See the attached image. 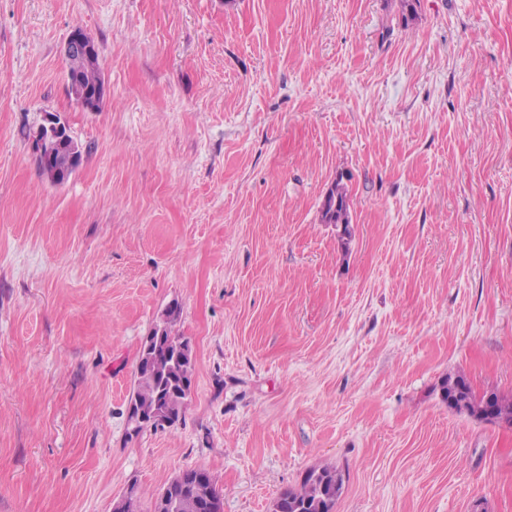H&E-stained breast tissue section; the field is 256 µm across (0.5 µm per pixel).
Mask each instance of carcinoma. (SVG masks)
Returning a JSON list of instances; mask_svg holds the SVG:
<instances>
[{"label":"carcinoma","instance_id":"obj_1","mask_svg":"<svg viewBox=\"0 0 512 512\" xmlns=\"http://www.w3.org/2000/svg\"><path fill=\"white\" fill-rule=\"evenodd\" d=\"M67 79L78 84L86 93L101 90L103 81L100 73L99 55L87 62L74 57L66 59ZM82 146L67 136L61 142L53 139L40 144V156L36 165L41 176L62 181L68 178L81 164ZM322 221L326 224L343 225V234L337 235L342 251L349 248L352 236L348 205V193L343 179L338 178L328 189L322 205ZM176 307L165 311V316L152 329L160 333L153 355L140 351L135 372V386L129 398V406L141 413L145 421L130 426L129 433L139 434L145 427L173 426L184 417L189 396L188 383L192 381L195 369L192 349L182 357L176 352L186 346L187 338L175 333ZM469 402L470 414L481 415L488 407L495 409L496 416L512 420V399L505 398L494 390L478 397L472 391L469 381L462 375L450 376L438 385L443 403H448V388ZM341 489V478L336 470L328 466L311 469L305 473L298 490L284 491L275 504V512H333ZM169 499L168 512H214L215 504L222 503L221 493L215 479L209 472L195 469L182 471L174 477L154 502V512H159L161 499Z\"/></svg>","mask_w":512,"mask_h":512}]
</instances>
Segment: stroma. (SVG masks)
<instances>
[{
  "label": "stroma",
  "instance_id": "1",
  "mask_svg": "<svg viewBox=\"0 0 512 512\" xmlns=\"http://www.w3.org/2000/svg\"><path fill=\"white\" fill-rule=\"evenodd\" d=\"M49 113L85 150L59 186ZM173 304L184 417L131 438ZM455 374L512 394V0H0V512H153L186 469L273 512L323 466L334 512H512V428L449 410ZM63 53L65 56H91L94 42L81 29H74L64 44ZM67 64L66 76L69 91L72 95L69 80L77 83L86 93L93 94L101 90L103 81L100 73L99 53L96 48L94 61L87 62L74 57L65 58ZM322 221L325 224H343L344 232L341 235L337 234V241L342 251H348L352 236L349 229L351 217L347 188L343 183V179H336L334 184L328 189L322 205Z\"/></svg>",
  "mask_w": 512,
  "mask_h": 512
}]
</instances>
